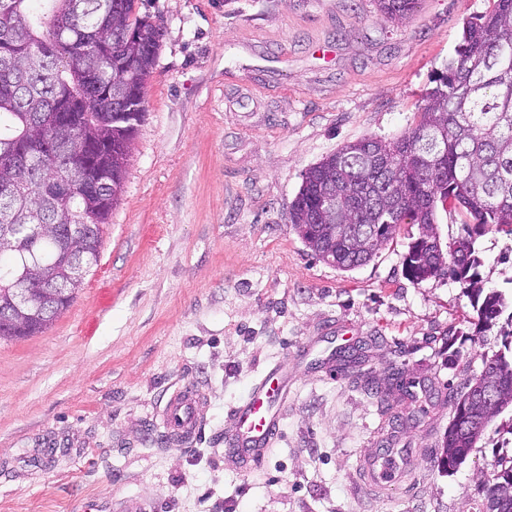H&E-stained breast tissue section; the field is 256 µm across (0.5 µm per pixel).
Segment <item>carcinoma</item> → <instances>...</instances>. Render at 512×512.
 I'll return each instance as SVG.
<instances>
[{
    "label": "carcinoma",
    "mask_w": 512,
    "mask_h": 512,
    "mask_svg": "<svg viewBox=\"0 0 512 512\" xmlns=\"http://www.w3.org/2000/svg\"><path fill=\"white\" fill-rule=\"evenodd\" d=\"M392 22L417 0H377ZM69 17V27L60 20ZM160 23L140 0H0V341L40 335L76 298L98 264L104 227L121 199L147 80L161 48ZM425 93L415 127L384 141L349 142L302 175L289 202L290 222L319 259L347 271L363 266L402 225L418 234L404 257L414 280L450 276L468 294L478 333L499 327L504 348L483 358L452 402L439 466L454 470L476 447L492 417L469 397L512 395V295L484 287L478 239L489 230L512 236V0L464 23L456 55ZM65 112L75 135L68 161L53 148V116ZM46 145L38 169L11 167V152ZM107 184L87 190L91 175ZM463 215V234L442 245L439 209ZM80 271L66 262L84 238ZM30 271H25V265ZM34 281L28 304L12 305L16 279ZM485 485L493 509L512 464L498 461Z\"/></svg>",
    "instance_id": "cac0c4a2"
}]
</instances>
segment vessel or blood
I'll use <instances>...</instances> for the list:
<instances>
[{
    "label": "vessel or blood",
    "instance_id": "obj_1",
    "mask_svg": "<svg viewBox=\"0 0 512 512\" xmlns=\"http://www.w3.org/2000/svg\"><path fill=\"white\" fill-rule=\"evenodd\" d=\"M288 365L279 362L251 386L247 397L232 410L235 427L224 438V453L247 466L264 458L269 444L278 436L280 417L278 403L288 394ZM202 398L189 384L170 395L160 416L164 427L182 440L196 436L201 427L199 409ZM365 480L375 489H383L391 470L388 464L364 461L361 466Z\"/></svg>",
    "mask_w": 512,
    "mask_h": 512
}]
</instances>
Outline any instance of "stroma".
I'll return each instance as SVG.
<instances>
[{
	"instance_id": "stroma-1",
	"label": "stroma",
	"mask_w": 512,
	"mask_h": 512,
	"mask_svg": "<svg viewBox=\"0 0 512 512\" xmlns=\"http://www.w3.org/2000/svg\"><path fill=\"white\" fill-rule=\"evenodd\" d=\"M494 0H418L405 23L376 0H142L164 27L121 200L100 260L47 333L0 342V512H83L135 499L149 512H483L512 457V411L451 474L436 448L450 406L497 331L450 277L409 279L402 226L340 270L294 231L306 169L345 143L417 123L465 21ZM486 287L512 290V237H480ZM288 360L280 436L251 469L224 456L231 411ZM407 395L382 415L374 383ZM201 393V430L169 439L173 390ZM412 452L379 491L363 458ZM499 467H501L499 469ZM494 473L492 475L491 480H488V483L485 485V493L487 506L486 508L488 512H493V505L495 502L496 493L499 490L500 484H511L512 489V460H510V465L506 466L503 464V461H497L495 464Z\"/></svg>"
}]
</instances>
